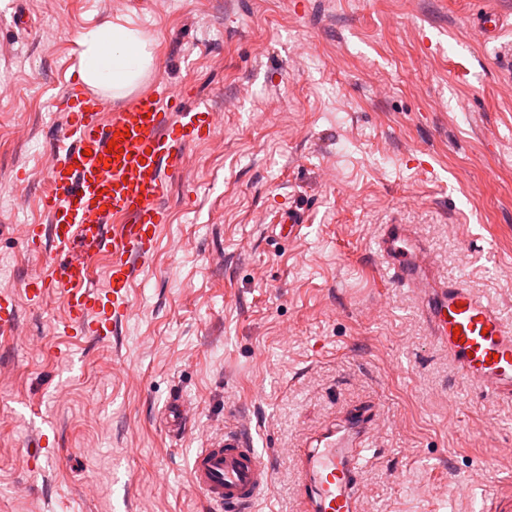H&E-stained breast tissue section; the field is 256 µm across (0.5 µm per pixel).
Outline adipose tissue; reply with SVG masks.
<instances>
[{"label": "adipose tissue", "instance_id": "adipose-tissue-1", "mask_svg": "<svg viewBox=\"0 0 512 512\" xmlns=\"http://www.w3.org/2000/svg\"><path fill=\"white\" fill-rule=\"evenodd\" d=\"M80 75L88 85L121 96L155 65L153 40L141 30L107 23L79 37Z\"/></svg>", "mask_w": 512, "mask_h": 512}]
</instances>
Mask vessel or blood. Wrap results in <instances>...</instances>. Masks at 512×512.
Returning a JSON list of instances; mask_svg holds the SVG:
<instances>
[{
	"mask_svg": "<svg viewBox=\"0 0 512 512\" xmlns=\"http://www.w3.org/2000/svg\"><path fill=\"white\" fill-rule=\"evenodd\" d=\"M470 24L494 42L512 29V16L483 8ZM187 95V89L159 84L115 111L108 100L74 85L63 96L66 120L49 148V179L40 197L51 222L25 232L28 252L50 262L25 280L24 293L37 305L57 289L63 305L58 335L103 342L130 315V288L169 222L164 201L171 179L181 173L187 151L209 139L219 121L205 104L185 107ZM112 140L118 149L110 153ZM278 223L280 236L294 240L307 215L291 207ZM375 248L393 283L420 297L432 336L462 379L511 400L512 323L465 283L435 280L434 257L407 225H380ZM101 260L107 267L100 287L92 274ZM374 418L372 410L355 409L306 440L299 466L303 512H357ZM161 421L171 437L180 438L190 419L175 400ZM190 480L212 512H252L272 484V471L246 435L229 431L196 450Z\"/></svg>",
	"mask_w": 512,
	"mask_h": 512,
	"instance_id": "vessel-or-blood-1",
	"label": "vessel or blood"
}]
</instances>
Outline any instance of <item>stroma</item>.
Masks as SVG:
<instances>
[{
  "mask_svg": "<svg viewBox=\"0 0 512 512\" xmlns=\"http://www.w3.org/2000/svg\"><path fill=\"white\" fill-rule=\"evenodd\" d=\"M483 6L512 0H0V512H210L191 458L228 430L272 470L253 512H300L298 448L356 407L376 411L359 512H479L512 483V402L460 383L373 249L409 225L512 322V34L485 42ZM107 21L155 42L139 91L187 86L223 119L96 342L56 335V291L34 306L22 284L77 39ZM288 206L293 241L268 230ZM174 399L180 441L158 422ZM278 223L272 226L275 227V230L279 226L280 236L294 240L300 237L303 227L306 226L307 215L304 210L291 207L280 215Z\"/></svg>",
  "mask_w": 512,
  "mask_h": 512,
  "instance_id": "1",
  "label": "stroma"
}]
</instances>
